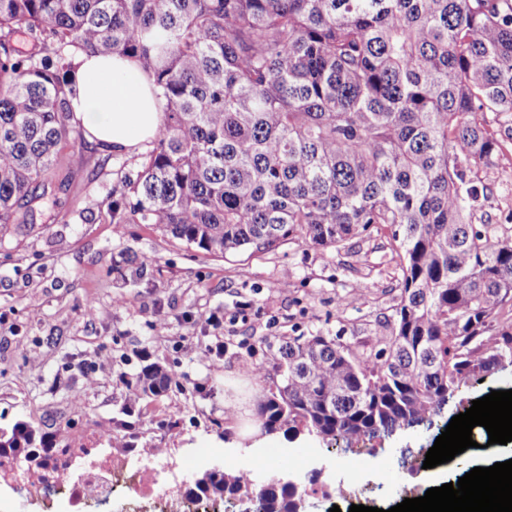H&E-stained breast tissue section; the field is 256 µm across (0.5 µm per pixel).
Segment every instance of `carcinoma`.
<instances>
[{"label":"carcinoma","mask_w":512,"mask_h":512,"mask_svg":"<svg viewBox=\"0 0 512 512\" xmlns=\"http://www.w3.org/2000/svg\"><path fill=\"white\" fill-rule=\"evenodd\" d=\"M26 31L33 49L19 52ZM79 53L136 60L163 124L113 171L84 223L147 224L211 257L301 242L338 251L391 228L399 258L390 335L369 350L334 336L259 341L267 432L324 440L391 434L429 419L462 381L512 361V236L467 215L495 162L490 115L512 114V0H0V232L25 239L88 148L72 102ZM129 419L159 418L183 390L140 365ZM71 444L0 428V459L34 470ZM249 463L188 477L193 493L258 494L294 512L298 485Z\"/></svg>","instance_id":"obj_1"}]
</instances>
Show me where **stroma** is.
<instances>
[{"label": "stroma", "mask_w": 512, "mask_h": 512, "mask_svg": "<svg viewBox=\"0 0 512 512\" xmlns=\"http://www.w3.org/2000/svg\"><path fill=\"white\" fill-rule=\"evenodd\" d=\"M499 156L475 172L487 185L470 213L474 224H504L512 218V118L502 117ZM88 165L73 164L64 209L105 197L111 176L89 182ZM43 231L21 249L0 243V428L34 422L47 435L64 434L72 446H86L107 432L128 395L124 379L139 370L140 352L170 363L187 391L167 405L168 428L142 419L138 429L173 456L207 448L228 426L224 402L233 398L255 410L267 382L255 377L249 356L259 339L318 333L342 336L368 348L384 335L381 319L392 317L395 263L391 232L353 240L341 252L288 243L264 253L205 257L144 224H64L52 210L37 218ZM143 261L136 273L135 261ZM364 299H354L356 289ZM100 310L96 320L87 303ZM248 318H241V306ZM219 312L224 323L206 326L202 314ZM168 325L156 335L157 322ZM227 345L218 367L201 360L213 336ZM512 387V363L461 387L436 416L435 427L404 428L392 435L329 445L305 434L275 440L280 452L304 451L321 482L341 475L339 459L362 454L372 473L397 471L428 487L447 480L440 469L409 473L414 452L434 440L437 425L470 408L487 387Z\"/></svg>", "instance_id": "1"}]
</instances>
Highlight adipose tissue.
<instances>
[{
    "mask_svg": "<svg viewBox=\"0 0 512 512\" xmlns=\"http://www.w3.org/2000/svg\"><path fill=\"white\" fill-rule=\"evenodd\" d=\"M73 101L87 138L112 152L134 150L162 123L152 86L133 60L119 55H80Z\"/></svg>",
    "mask_w": 512,
    "mask_h": 512,
    "instance_id": "adipose-tissue-1",
    "label": "adipose tissue"
}]
</instances>
